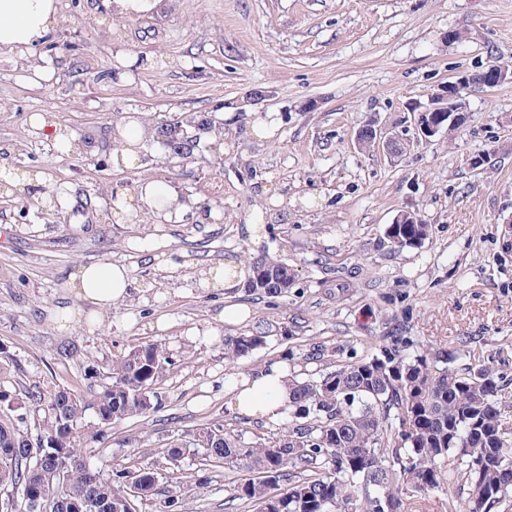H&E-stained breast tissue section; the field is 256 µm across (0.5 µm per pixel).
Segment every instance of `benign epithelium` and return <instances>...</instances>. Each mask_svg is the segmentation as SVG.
I'll list each match as a JSON object with an SVG mask.
<instances>
[{
	"mask_svg": "<svg viewBox=\"0 0 512 512\" xmlns=\"http://www.w3.org/2000/svg\"><path fill=\"white\" fill-rule=\"evenodd\" d=\"M498 86L512 82V67L504 64H492L482 73H459L448 82L447 89L431 94L430 106L420 111L416 124V140L429 142L445 126L459 125L464 122L465 107L462 91L484 83ZM355 143L360 148H373L390 156L398 157L409 146V139L392 133L376 123H369L355 134Z\"/></svg>",
	"mask_w": 512,
	"mask_h": 512,
	"instance_id": "1",
	"label": "benign epithelium"
}]
</instances>
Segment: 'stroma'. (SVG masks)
<instances>
[{
	"label": "stroma",
	"mask_w": 512,
	"mask_h": 512,
	"mask_svg": "<svg viewBox=\"0 0 512 512\" xmlns=\"http://www.w3.org/2000/svg\"><path fill=\"white\" fill-rule=\"evenodd\" d=\"M99 4L60 0L44 43L0 53V166L47 176L0 195V390L19 405L31 388L79 392L89 367L161 344L172 366L156 408L81 449L103 475L154 465L147 512H163L177 476L193 481L182 512H253L230 492L241 471L198 453L170 464L164 444L212 424L246 441L275 432L238 414L226 388L289 349L290 371L302 373L299 356L314 345H378L397 322L427 352L452 353L459 372L481 364L500 375L496 400L512 430V83L467 92L461 128L402 157L354 146L371 120L413 135L415 111L457 73L512 66V0H168L160 16L117 23ZM41 57L53 68L46 78L25 64ZM37 112L66 125L81 151L61 154L34 133ZM135 112L156 127L181 122L192 153L153 137L136 167L113 166L117 125ZM270 112L273 136L256 137ZM198 117L223 126L224 153ZM151 181L186 202L182 222L113 223L108 195ZM45 195L53 207L40 206ZM405 210L430 234L397 248L385 230ZM144 238L164 241V260ZM264 257L287 263V296L199 283L226 260L246 268ZM103 260L129 269V295L100 325L58 331L50 315L66 303L69 274ZM227 306L252 315L217 322ZM256 330L266 344L227 362L225 340Z\"/></svg>",
	"instance_id": "1"
}]
</instances>
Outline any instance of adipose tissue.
Here are the masks:
<instances>
[{
	"mask_svg": "<svg viewBox=\"0 0 512 512\" xmlns=\"http://www.w3.org/2000/svg\"><path fill=\"white\" fill-rule=\"evenodd\" d=\"M61 14L59 0H0V50L24 52L57 29ZM153 132L143 117L124 119L121 139L112 152L115 166L133 168L139 160L138 145ZM186 209L174 191H167L163 205H156L149 185L138 192L117 195L112 217L123 224L132 216L147 212L162 224L179 223ZM130 287L128 268L120 263L98 261L79 266L68 277L64 292L76 300L75 306L56 311L53 320L61 331H69L80 320L95 323L112 304L123 299ZM292 377L287 364L274 363L242 377L232 386L230 404L241 414L275 422L288 400Z\"/></svg>",
	"mask_w": 512,
	"mask_h": 512,
	"instance_id": "adipose-tissue-1",
	"label": "adipose tissue"
}]
</instances>
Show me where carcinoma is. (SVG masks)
<instances>
[{"label": "carcinoma", "instance_id": "1", "mask_svg": "<svg viewBox=\"0 0 512 512\" xmlns=\"http://www.w3.org/2000/svg\"><path fill=\"white\" fill-rule=\"evenodd\" d=\"M387 231L399 237L400 248L429 235L422 222ZM251 270L269 274L259 292L288 294L287 265L264 258ZM265 342L259 331L244 332L225 341V359L233 362ZM306 359L323 360L325 368L292 381L284 422L273 436L246 442L222 425L192 434L205 461L247 472L234 484L233 498L254 512H417L427 494L452 487L457 512H492L512 490V437L503 431L494 399L499 377L491 369L456 371L448 353L419 351L401 323L370 354L322 346ZM170 365L161 345L146 343L113 360L105 373H84V392H29L28 410L44 412L34 441L15 424L12 397L1 391L0 490L43 498L46 512H73L75 501L127 512L130 504L151 500L159 480L154 466L90 480L80 447L153 409L155 386ZM89 410L99 423L85 431Z\"/></svg>", "mask_w": 512, "mask_h": 512}]
</instances>
